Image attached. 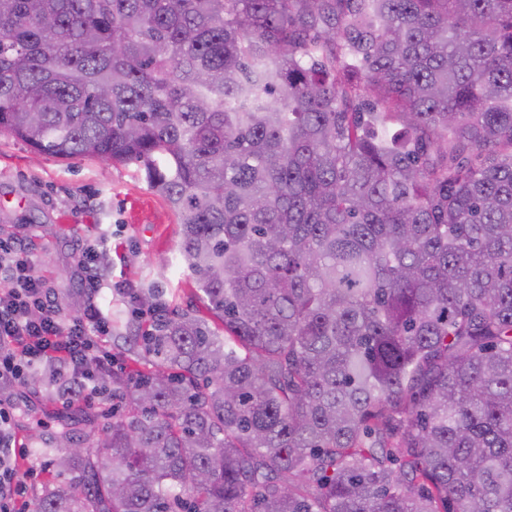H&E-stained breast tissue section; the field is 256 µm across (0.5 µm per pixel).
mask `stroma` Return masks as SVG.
<instances>
[{
  "instance_id": "obj_1",
  "label": "stroma",
  "mask_w": 512,
  "mask_h": 512,
  "mask_svg": "<svg viewBox=\"0 0 512 512\" xmlns=\"http://www.w3.org/2000/svg\"><path fill=\"white\" fill-rule=\"evenodd\" d=\"M180 226L167 203L147 185L133 164H104L89 158L60 159L32 152L23 142L0 134V238L26 242L35 272L55 293L64 315L87 301L78 242L107 248L111 273L104 289L108 312H131V295L157 286L165 301L195 305L178 250ZM34 406L43 434L55 428V415L69 409L96 413L112 408L104 391L92 401L69 400L50 385L14 387L0 407L16 413ZM10 446L20 501L33 507L42 487L56 477L50 457L34 456L27 432L11 428Z\"/></svg>"
}]
</instances>
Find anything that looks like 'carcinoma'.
<instances>
[{"label": "carcinoma", "mask_w": 512, "mask_h": 512, "mask_svg": "<svg viewBox=\"0 0 512 512\" xmlns=\"http://www.w3.org/2000/svg\"><path fill=\"white\" fill-rule=\"evenodd\" d=\"M0 134L137 164L207 311L35 512H512V0H0Z\"/></svg>", "instance_id": "1"}]
</instances>
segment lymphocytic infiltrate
I'll return each mask as SVG.
<instances>
[{"instance_id":"1","label":"lymphocytic infiltrate","mask_w":512,"mask_h":512,"mask_svg":"<svg viewBox=\"0 0 512 512\" xmlns=\"http://www.w3.org/2000/svg\"><path fill=\"white\" fill-rule=\"evenodd\" d=\"M79 252L87 273V304L67 318L52 290L35 275L28 248L0 240V388L17 386L31 368L53 361L63 378L80 377V394L85 397L94 383L83 372L86 364L111 366V352L99 343L111 329L101 306L105 253L85 243Z\"/></svg>"}]
</instances>
